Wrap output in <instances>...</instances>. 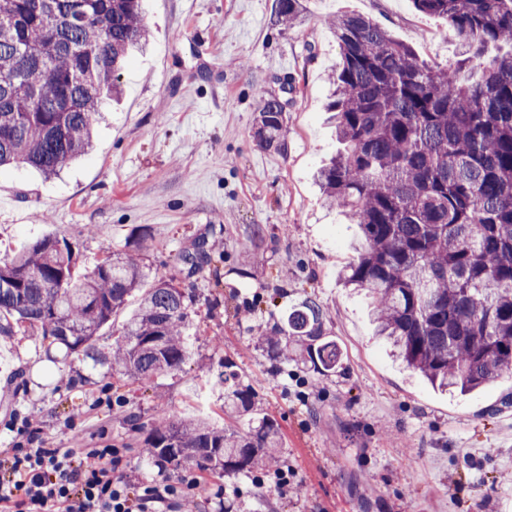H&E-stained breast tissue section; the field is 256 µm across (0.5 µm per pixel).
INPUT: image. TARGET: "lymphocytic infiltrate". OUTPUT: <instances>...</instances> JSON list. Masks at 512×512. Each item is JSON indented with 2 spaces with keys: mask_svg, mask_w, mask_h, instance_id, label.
<instances>
[{
  "mask_svg": "<svg viewBox=\"0 0 512 512\" xmlns=\"http://www.w3.org/2000/svg\"><path fill=\"white\" fill-rule=\"evenodd\" d=\"M115 448L18 445L0 459V512H171L199 479L185 470L139 485L114 477Z\"/></svg>",
  "mask_w": 512,
  "mask_h": 512,
  "instance_id": "obj_1",
  "label": "lymphocytic infiltrate"
}]
</instances>
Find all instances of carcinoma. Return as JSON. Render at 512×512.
<instances>
[{"instance_id":"1","label":"carcinoma","mask_w":512,"mask_h":512,"mask_svg":"<svg viewBox=\"0 0 512 512\" xmlns=\"http://www.w3.org/2000/svg\"><path fill=\"white\" fill-rule=\"evenodd\" d=\"M144 0H0V167L56 176L86 154L103 98L121 92L128 53L149 37ZM448 24L462 51L455 66L421 59L369 17L328 20L340 56L330 110L343 149L318 181L364 243L345 284L371 299L377 334L402 363L440 388L477 389L512 370V0H413ZM278 20L299 0H276ZM285 110L270 95L254 137L279 147ZM206 240L183 257L188 273L208 263ZM115 249L77 272L74 248L46 236L0 262V337L39 328L71 352L92 354L97 331L128 296L137 309L112 346V371L148 379L188 357L189 297ZM312 299L285 312L275 340L283 359L299 347L309 369L336 372L340 354ZM224 407L248 412L253 390L224 362ZM277 422L245 433L169 416L151 429L152 461L226 476L271 461Z\"/></svg>"}]
</instances>
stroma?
Returning a JSON list of instances; mask_svg holds the SVG:
<instances>
[{"mask_svg":"<svg viewBox=\"0 0 512 512\" xmlns=\"http://www.w3.org/2000/svg\"><path fill=\"white\" fill-rule=\"evenodd\" d=\"M145 4L149 46L130 56L121 100H104L92 149L53 179L0 169V260L48 235L74 243L83 272L127 250L191 296V354L148 380L114 374L108 358L126 310L99 331L98 362L38 333L0 340V458L23 441L11 416L36 409V446L111 445L121 450L116 475L152 479L160 469L142 452L146 426L174 414L245 430L269 415L297 492L269 478L263 498L254 473L203 472L190 512H512V374L449 393L396 363L339 277L358 227L315 179L340 149L326 110L339 61L327 18L364 14L422 59L451 66L459 50L443 23L412 0H299L290 28L275 0ZM270 93L286 103L278 150L253 138ZM202 237L213 261L191 275L182 256ZM307 297L327 310L343 356L319 379L295 359L273 370L257 341ZM224 360L255 391L251 412L225 415ZM131 410L141 429L127 422Z\"/></svg>","mask_w":512,"mask_h":512,"instance_id":"35a3bbf8","label":"stroma"}]
</instances>
